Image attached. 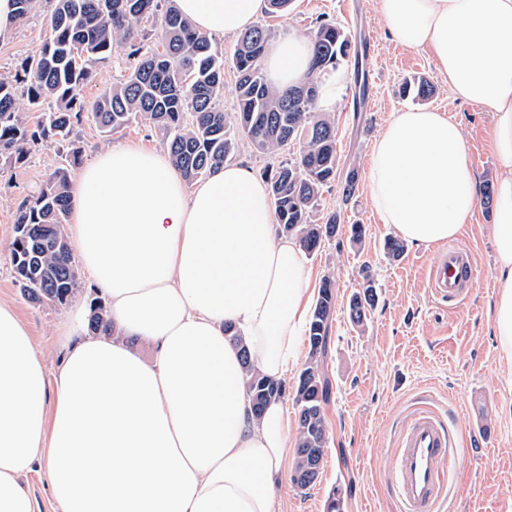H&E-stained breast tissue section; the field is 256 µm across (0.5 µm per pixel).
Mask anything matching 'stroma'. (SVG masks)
I'll return each mask as SVG.
<instances>
[{
	"mask_svg": "<svg viewBox=\"0 0 512 512\" xmlns=\"http://www.w3.org/2000/svg\"><path fill=\"white\" fill-rule=\"evenodd\" d=\"M48 8L0 35V77L19 72L22 62L39 52L49 35ZM331 20L351 35L355 44L374 42L376 51L364 66L370 77L366 100L354 108L353 66L345 64L326 77L323 87L334 101L326 116L336 123L339 168L325 186L317 218L337 215L335 237L307 256L312 288L324 276L335 280V304L321 370L331 388L324 407L327 444L323 468L307 490L285 481L276 494L275 512H325L329 494L340 492L344 512H400L388 476L396 438L408 417L421 407L447 416L464 435L448 471L441 504L443 512H512V364L497 351L491 309L496 298V247L491 235L492 209L479 205L457 239L474 261L475 275L465 301L456 307L434 298L428 288L436 247L406 245L396 259L384 242L395 231L380 223L371 208L366 172L375 139L399 112L413 108L399 88L408 79L423 77L434 87L427 102L460 123L471 167L480 185L493 184L497 159L489 137L487 114L452 99L448 79L437 72L429 49H408L390 36L377 0H294L277 16L262 15L271 40L291 35L311 37L321 20ZM128 47H116L98 63L83 90L92 104L105 90L120 84L134 68ZM132 145L147 151L164 150L163 138L148 120H133L117 133H104L85 117L63 141L29 142L23 161L0 159V299L13 303L31 340L56 369L62 349L56 330L72 307L94 308L103 299L86 278L65 304L33 301L19 285L10 256L17 208L47 183L58 168L77 180L83 166L106 149ZM78 164H71L72 148ZM355 175L356 191L344 197L347 175ZM364 228L361 242L350 238L351 225ZM372 274L376 303L360 324L349 317L348 304L359 293L364 274Z\"/></svg>",
	"mask_w": 512,
	"mask_h": 512,
	"instance_id": "stroma-1",
	"label": "stroma"
}]
</instances>
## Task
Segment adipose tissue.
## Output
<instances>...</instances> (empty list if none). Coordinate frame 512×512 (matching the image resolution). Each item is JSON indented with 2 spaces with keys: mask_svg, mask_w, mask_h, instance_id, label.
I'll use <instances>...</instances> for the list:
<instances>
[{
  "mask_svg": "<svg viewBox=\"0 0 512 512\" xmlns=\"http://www.w3.org/2000/svg\"><path fill=\"white\" fill-rule=\"evenodd\" d=\"M174 3L218 36L251 27L266 7ZM378 10L399 44L432 50L454 98L491 116L493 321L512 363V0H378ZM310 58L309 42L291 36L265 65L284 88L305 78ZM366 182L379 221L422 247L458 238L479 204L458 123L431 109L386 125ZM68 236L108 300L112 334L85 335L75 307L51 374L0 301V512H40L22 483L35 471L59 512H274L291 427L281 400L252 414L239 346L261 374L285 378L312 290L297 239L277 232L266 182L222 165L189 190L164 153L114 147L83 169Z\"/></svg>",
  "mask_w": 512,
  "mask_h": 512,
  "instance_id": "ef3b65f1",
  "label": "adipose tissue"
}]
</instances>
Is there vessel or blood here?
<instances>
[{
  "label": "vessel or blood",
  "instance_id": "vessel-or-blood-1",
  "mask_svg": "<svg viewBox=\"0 0 512 512\" xmlns=\"http://www.w3.org/2000/svg\"><path fill=\"white\" fill-rule=\"evenodd\" d=\"M474 275L473 258L461 247H445L429 274L439 300L457 305L467 296ZM458 437L434 411L424 409L410 419L397 438L391 483L403 512H438Z\"/></svg>",
  "mask_w": 512,
  "mask_h": 512
}]
</instances>
